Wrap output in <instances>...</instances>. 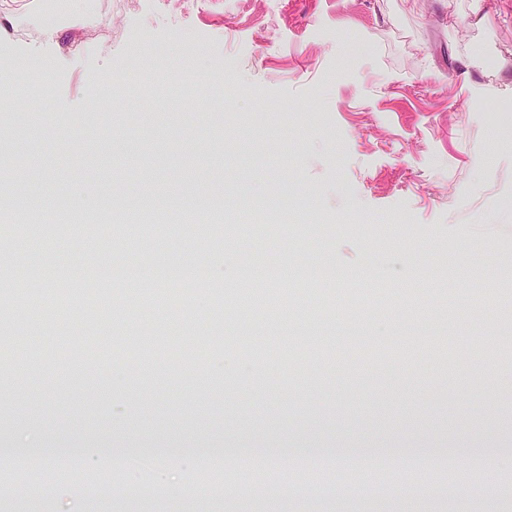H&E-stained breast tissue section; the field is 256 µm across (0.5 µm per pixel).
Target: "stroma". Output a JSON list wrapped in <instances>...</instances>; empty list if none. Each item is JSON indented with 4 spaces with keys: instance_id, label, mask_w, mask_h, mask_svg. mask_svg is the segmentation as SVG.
Returning <instances> with one entry per match:
<instances>
[{
    "instance_id": "obj_1",
    "label": "stroma",
    "mask_w": 512,
    "mask_h": 512,
    "mask_svg": "<svg viewBox=\"0 0 512 512\" xmlns=\"http://www.w3.org/2000/svg\"><path fill=\"white\" fill-rule=\"evenodd\" d=\"M38 2L0 0V73L24 81L43 60L53 72L36 133L37 93L0 99V142L22 155L0 180L55 256L28 261L24 289L0 290L12 329L0 413L15 421L0 448H85L90 474L96 448L139 461L108 496L12 481L0 512L17 500L27 512H301L310 500L484 512L444 487L508 481L484 446L512 449V389L498 379L512 368V299L493 289L512 244V0H67L80 22L49 32L22 23ZM76 192L121 213L110 241L64 208ZM134 253L147 275L160 256L211 275L175 307L116 282L107 320L41 316L60 286L95 289L93 268ZM324 261L347 274L336 300L377 283L386 341L322 333L316 289L290 283ZM257 262L281 276L255 322L234 290ZM292 319L305 346L274 330ZM149 337L150 367L115 363ZM197 347L201 363L183 359ZM303 443L406 454L373 485L346 467L280 495L236 482L240 456L218 492L201 489L211 449ZM425 443L452 447L450 471Z\"/></svg>"
}]
</instances>
